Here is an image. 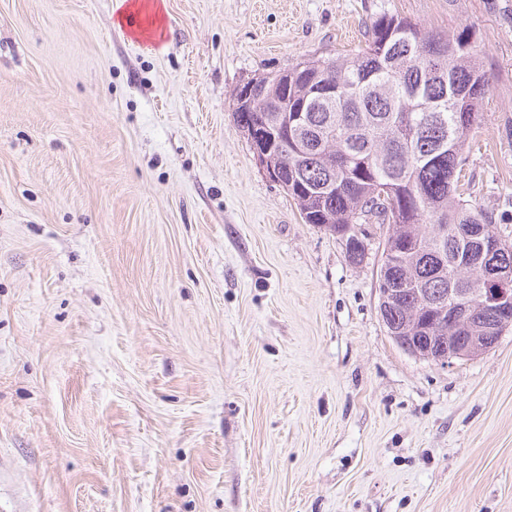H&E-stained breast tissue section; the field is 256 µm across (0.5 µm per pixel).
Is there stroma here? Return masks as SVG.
Segmentation results:
<instances>
[{
	"label": "stroma",
	"mask_w": 512,
	"mask_h": 512,
	"mask_svg": "<svg viewBox=\"0 0 512 512\" xmlns=\"http://www.w3.org/2000/svg\"><path fill=\"white\" fill-rule=\"evenodd\" d=\"M490 69L470 198L512 243V0H0V512H512V326L443 367L233 117L380 12ZM262 77H252L241 84L235 92V108L238 112H260L263 108V84L258 81Z\"/></svg>",
	"instance_id": "35a3bbf8"
}]
</instances>
